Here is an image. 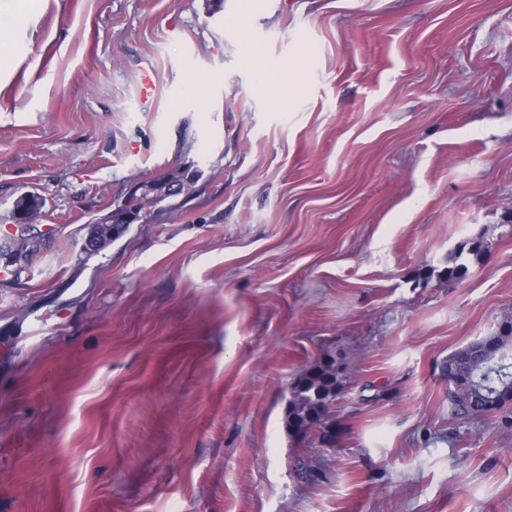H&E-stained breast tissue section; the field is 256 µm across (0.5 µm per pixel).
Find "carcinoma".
<instances>
[{
  "mask_svg": "<svg viewBox=\"0 0 512 512\" xmlns=\"http://www.w3.org/2000/svg\"><path fill=\"white\" fill-rule=\"evenodd\" d=\"M489 245L477 241L451 254L447 273L450 278L467 274L462 262L464 253L478 256ZM448 382V400L455 416L463 418L471 407H481L488 415L512 405V396L500 394V389H512V322L504 320L496 332L452 353L444 366ZM336 379V368L325 363L301 377L294 386L289 410L291 426L307 430L310 426L326 425L328 406L333 396L329 380Z\"/></svg>",
  "mask_w": 512,
  "mask_h": 512,
  "instance_id": "carcinoma-1",
  "label": "carcinoma"
}]
</instances>
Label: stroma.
I'll return each mask as SVG.
<instances>
[{
  "label": "stroma",
  "mask_w": 512,
  "mask_h": 512,
  "mask_svg": "<svg viewBox=\"0 0 512 512\" xmlns=\"http://www.w3.org/2000/svg\"><path fill=\"white\" fill-rule=\"evenodd\" d=\"M17 7L0 226L34 192L49 235L0 279V512H512V427L454 417L441 374L512 317V0ZM327 359L329 449L288 426ZM129 193L114 202L107 224H97L86 236L83 244L86 250L97 251L106 241L117 238L127 226L141 221L139 209L129 205Z\"/></svg>",
  "instance_id": "obj_1"
}]
</instances>
